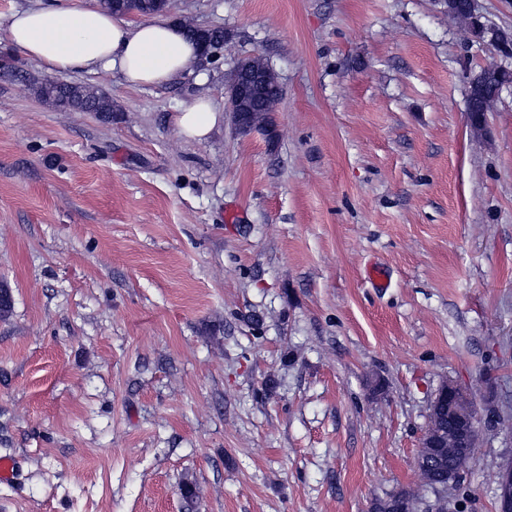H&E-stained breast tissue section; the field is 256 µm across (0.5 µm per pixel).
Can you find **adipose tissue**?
<instances>
[{
  "mask_svg": "<svg viewBox=\"0 0 512 512\" xmlns=\"http://www.w3.org/2000/svg\"><path fill=\"white\" fill-rule=\"evenodd\" d=\"M9 44L47 71L118 72L132 87H158L191 71L198 48L185 30L158 16L131 24L102 9L95 0H38L11 13L5 29ZM224 119L211 100L184 104L175 117L187 139H205Z\"/></svg>",
  "mask_w": 512,
  "mask_h": 512,
  "instance_id": "obj_1",
  "label": "adipose tissue"
}]
</instances>
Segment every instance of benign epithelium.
<instances>
[{
    "label": "benign epithelium",
    "instance_id": "7a95c632",
    "mask_svg": "<svg viewBox=\"0 0 512 512\" xmlns=\"http://www.w3.org/2000/svg\"><path fill=\"white\" fill-rule=\"evenodd\" d=\"M464 10L455 15L463 21L468 34L480 38L482 30L479 27L480 15L476 11V0H463ZM279 84L277 73L269 66L257 68L251 65V59L240 60L234 68L227 85L231 112L236 129L247 133L264 123V118L275 111L273 104H265V111L253 110V103L260 98L263 89L269 85ZM441 410L448 413V420L454 426L448 431L437 428L433 422H428L418 445L416 470L421 479L432 483V470L428 460L445 454L454 456L462 454L473 456L479 439L481 417L472 398L455 384L445 381L441 384L433 398L429 417H434Z\"/></svg>",
    "mask_w": 512,
    "mask_h": 512
}]
</instances>
